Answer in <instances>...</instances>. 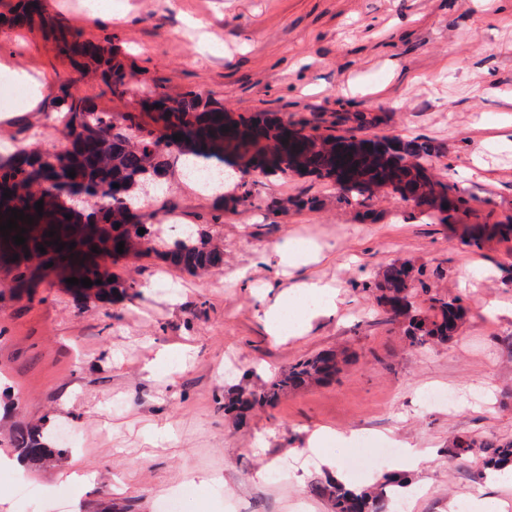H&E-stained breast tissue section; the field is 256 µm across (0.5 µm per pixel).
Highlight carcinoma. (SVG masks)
I'll return each mask as SVG.
<instances>
[{
	"label": "carcinoma",
	"instance_id": "carcinoma-1",
	"mask_svg": "<svg viewBox=\"0 0 512 512\" xmlns=\"http://www.w3.org/2000/svg\"><path fill=\"white\" fill-rule=\"evenodd\" d=\"M55 32L58 47L68 55L85 59L104 69L110 91L121 95L127 76L121 64L100 46L81 40L77 34L57 27L54 17L44 13L37 0H17L14 22L23 25L33 20ZM56 111L69 139L68 149L47 155L32 144L14 150L0 162V223L17 209L32 218V223L17 221L18 227L0 231V267L7 270L11 289L19 295L29 292L37 273L53 263V269L68 272L77 279L88 278L91 287L72 286L77 294L126 295L138 288L134 281L116 278L109 261L154 257L162 263L195 274L224 268V247L216 229L224 222V211L252 203L254 177H286L290 173L334 178L338 148L360 137L364 130L382 122L379 115L336 113L329 126L304 121L295 125L302 147L293 154L285 151L279 137L284 121L273 113L256 112L224 122V111L196 95L173 101L165 112L119 113L96 111L89 100L68 85L63 88ZM180 134L176 141L173 135ZM437 150L426 141L389 140L377 143L376 151L355 163V178L350 184L336 183L338 196L348 205H362L364 193L392 191L420 207V214L451 226L474 211L472 200L431 173ZM222 157L241 169L240 186L223 199L222 210L206 224H194L186 232L174 234L168 225L136 224L134 205L143 197L142 187L158 189L167 184L174 164L186 157ZM75 171V177L68 171ZM10 197H3L4 193ZM453 198L443 208L442 195ZM43 201L42 213L35 203ZM72 218L67 219L65 215ZM120 227H115V224ZM26 229L22 245L13 236ZM145 233L138 234L139 229ZM54 232L48 236V232ZM468 246L480 248L492 239L512 238V224H475ZM124 242V253L117 252ZM76 243L70 247V243ZM64 245L57 250V244ZM45 252H40L38 246ZM97 252H92V247ZM18 259H13V255ZM426 271L406 263L394 262L382 273L379 301L393 320H403L406 335L416 346L443 343L452 339L466 315L463 299L431 296L419 306L416 290L428 292ZM348 363L346 352L328 349L305 356L287 370L271 378L257 390L236 388L224 396V415L238 421L257 408H273L291 390L321 385ZM12 447L21 461L49 464L57 460L58 439H42L27 426L14 429ZM459 451L469 453L487 448L484 467L490 471L512 468V439L478 442L461 438ZM408 488V481L387 478L371 489L351 488L337 479L314 487V492L329 500L332 512H389L393 496Z\"/></svg>",
	"mask_w": 512,
	"mask_h": 512
}]
</instances>
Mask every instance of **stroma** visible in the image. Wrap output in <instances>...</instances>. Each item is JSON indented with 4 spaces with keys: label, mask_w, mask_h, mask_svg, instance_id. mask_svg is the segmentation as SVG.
I'll use <instances>...</instances> for the list:
<instances>
[{
    "label": "stroma",
    "mask_w": 512,
    "mask_h": 512,
    "mask_svg": "<svg viewBox=\"0 0 512 512\" xmlns=\"http://www.w3.org/2000/svg\"><path fill=\"white\" fill-rule=\"evenodd\" d=\"M17 0H0V72H26L42 98L27 112L0 114V158L28 141L58 154L64 134L50 124L62 84L76 85L97 111L138 112L141 81L171 99L193 93L226 112H276L289 122L336 112L382 115L369 137L432 141L449 183L474 200L480 221L512 222V0H112L95 14L88 0H46L49 12L85 39L111 41L129 73L114 97L100 73L58 54L50 30L5 22ZM314 196L318 209L268 210L274 198ZM181 223L203 224L213 197L172 179L155 204ZM224 269L205 276L154 260H124L114 275L137 292L116 302L74 299L54 276L33 298L0 289V458L19 425L61 422L81 441L54 466L20 465L31 484L69 512H163L179 494L184 512H331L313 491L334 477L363 488L388 477L369 467L354 478L349 446L307 450L312 432L370 434L415 450L406 512H483L512 507V479L492 480L479 454L458 438L512 439V242L477 250L448 225L422 217L387 193L348 207L333 182L297 175L259 179L253 203L226 212ZM317 247V261L290 270L258 264L284 240ZM424 268L431 294L465 301L467 315L445 344L411 345L387 318L375 285L384 268ZM247 270L248 282L231 283ZM317 279L336 289L337 312L274 339L265 303ZM337 346L350 354L336 379L288 393L238 423L224 392L261 385L298 359ZM235 357L225 367L226 357ZM433 388L453 406H427ZM288 461V477L270 471ZM92 474L82 488L71 469Z\"/></svg>",
    "instance_id": "stroma-1"
}]
</instances>
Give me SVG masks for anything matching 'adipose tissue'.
<instances>
[{
    "mask_svg": "<svg viewBox=\"0 0 512 512\" xmlns=\"http://www.w3.org/2000/svg\"><path fill=\"white\" fill-rule=\"evenodd\" d=\"M297 310L302 322L319 315H332L336 310V295L331 288L317 281H306L297 289H289L278 296L264 312L268 332L280 335L288 310Z\"/></svg>",
    "mask_w": 512,
    "mask_h": 512,
    "instance_id": "adipose-tissue-1",
    "label": "adipose tissue"
}]
</instances>
